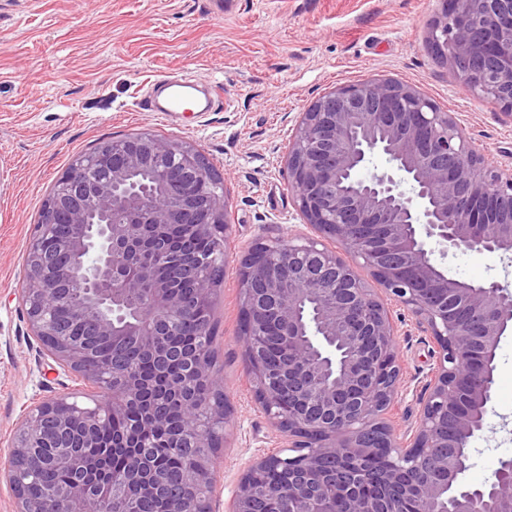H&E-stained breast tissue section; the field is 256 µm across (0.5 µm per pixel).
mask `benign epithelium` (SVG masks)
I'll return each mask as SVG.
<instances>
[{
    "instance_id": "obj_1",
    "label": "benign epithelium",
    "mask_w": 512,
    "mask_h": 512,
    "mask_svg": "<svg viewBox=\"0 0 512 512\" xmlns=\"http://www.w3.org/2000/svg\"><path fill=\"white\" fill-rule=\"evenodd\" d=\"M512 0H446L432 22L431 52L470 92L490 98L512 118ZM376 154L390 168L369 171ZM288 186L305 223L342 243L346 255L314 238L278 236L258 242L240 269L241 340L255 397L285 440L274 453L249 461L235 489L232 512H265L254 475L288 470V487L273 491L281 512H512V460H503L480 486L464 482L470 445L493 412L497 349L512 332V294L496 282L472 284L448 276L442 260L461 249L512 254V169L492 166L463 135L451 113L396 80L357 81L318 98L293 128L286 159ZM204 155L192 144L150 133L100 142L93 160L75 158L53 190L30 240L19 299L27 327L60 365L82 375L108 400L83 406L60 393L33 406L0 465L16 495L15 512H108L96 485L120 484L149 498L164 492L173 512H210L217 446L197 419L190 392L214 375L211 327L176 348L170 338L193 318L196 302L212 298L206 257L196 240L224 237L233 225ZM69 225L49 243L50 226ZM189 232L173 258L168 230ZM138 276L125 277L128 269ZM366 268L390 300L406 309L432 344L429 371L416 400L419 415L405 441L383 415L401 393V365L391 316L360 273ZM195 283V295L179 291ZM142 300L130 304V297ZM320 304L316 334L336 351L314 347L303 305ZM67 303L70 318L54 304ZM270 324L288 344L287 364L265 353ZM118 350L109 367L99 348ZM149 358L158 373L185 366L184 381L163 385L141 376L125 354ZM192 422L170 436V449L197 452L176 487L163 483L144 435L159 424L166 400ZM140 406L120 446L126 469L112 473V445L101 453L103 429ZM387 448L394 456L374 477L358 462ZM30 466L68 470L63 489L33 494L21 471Z\"/></svg>"
}]
</instances>
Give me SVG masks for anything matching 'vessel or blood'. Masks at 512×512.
Segmentation results:
<instances>
[{
  "label": "vessel or blood",
  "instance_id": "1",
  "mask_svg": "<svg viewBox=\"0 0 512 512\" xmlns=\"http://www.w3.org/2000/svg\"><path fill=\"white\" fill-rule=\"evenodd\" d=\"M220 94L212 87H205L170 74L157 76L150 84L144 99L146 110L170 114L184 111L187 104H194L199 115L216 111Z\"/></svg>",
  "mask_w": 512,
  "mask_h": 512
}]
</instances>
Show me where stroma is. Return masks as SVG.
<instances>
[{
    "label": "stroma",
    "mask_w": 512,
    "mask_h": 512,
    "mask_svg": "<svg viewBox=\"0 0 512 512\" xmlns=\"http://www.w3.org/2000/svg\"><path fill=\"white\" fill-rule=\"evenodd\" d=\"M0 0V458L38 402L68 392L88 402L82 379L27 336L18 290L27 247L44 202L72 161L101 141L148 132L194 144L223 179L233 235L212 295L214 370L234 429L214 452L213 512L277 431L255 400L245 370L239 268L259 238L311 235L288 188L285 158L299 115L325 92L363 79L415 86L453 113L471 145L499 168L512 167V119L472 95L427 48L441 0ZM168 72L225 88L224 108L204 117L146 112L138 101ZM450 277L495 280L512 290V261L458 250ZM409 396L385 418L402 436L418 418L411 391L428 370L430 347L400 306L389 307ZM494 411L472 444L464 480L478 485L512 459V334L502 337Z\"/></svg>",
    "instance_id": "1"
}]
</instances>
